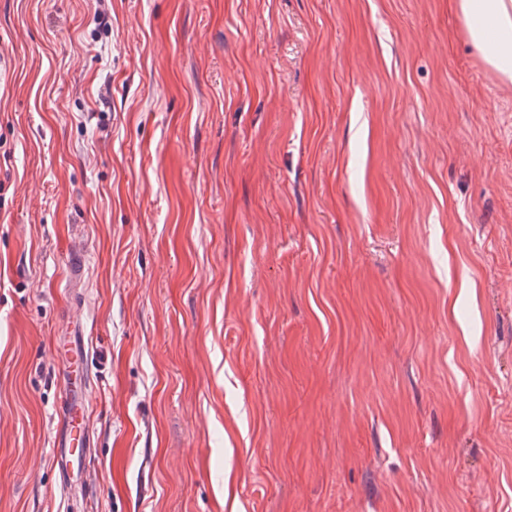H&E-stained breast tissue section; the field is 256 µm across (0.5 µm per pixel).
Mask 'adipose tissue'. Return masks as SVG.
<instances>
[{"label": "adipose tissue", "mask_w": 512, "mask_h": 512, "mask_svg": "<svg viewBox=\"0 0 512 512\" xmlns=\"http://www.w3.org/2000/svg\"><path fill=\"white\" fill-rule=\"evenodd\" d=\"M484 63L512 82V0H453Z\"/></svg>", "instance_id": "1"}]
</instances>
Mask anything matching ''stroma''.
Instances as JSON below:
<instances>
[{
  "mask_svg": "<svg viewBox=\"0 0 512 512\" xmlns=\"http://www.w3.org/2000/svg\"><path fill=\"white\" fill-rule=\"evenodd\" d=\"M0 512H512V83L449 0H0ZM62 350L68 365L69 385L78 388L73 396V404H69L58 416L52 439V455L61 473L69 474V470L77 471L81 467L83 448L90 446V434L86 423V411L89 408L90 392L84 379L83 365L87 361L84 339L79 343L75 337L67 341Z\"/></svg>",
  "mask_w": 512,
  "mask_h": 512,
  "instance_id": "1",
  "label": "stroma"
}]
</instances>
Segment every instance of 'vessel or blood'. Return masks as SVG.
I'll use <instances>...</instances> for the list:
<instances>
[{
  "label": "vessel or blood",
  "mask_w": 512,
  "mask_h": 512,
  "mask_svg": "<svg viewBox=\"0 0 512 512\" xmlns=\"http://www.w3.org/2000/svg\"><path fill=\"white\" fill-rule=\"evenodd\" d=\"M69 373V383L76 392L73 402L58 417L52 439V455L60 472L80 466L82 451L90 444L86 412L90 403L89 387L84 379L83 366L87 361L84 344L70 341L62 347Z\"/></svg>",
  "instance_id": "obj_1"
}]
</instances>
